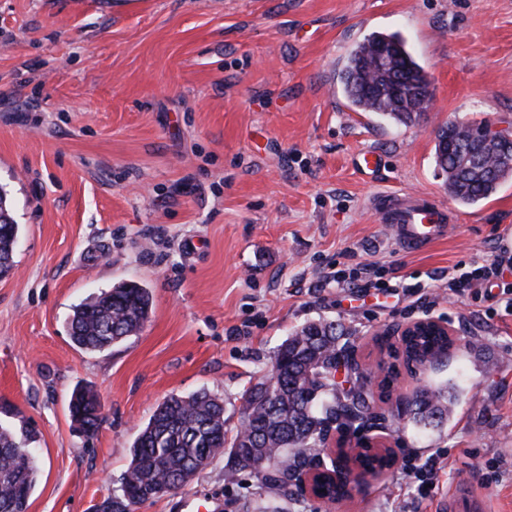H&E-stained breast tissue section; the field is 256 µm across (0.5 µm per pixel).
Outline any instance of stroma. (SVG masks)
I'll return each instance as SVG.
<instances>
[{"instance_id":"35a3bbf8","label":"stroma","mask_w":512,"mask_h":512,"mask_svg":"<svg viewBox=\"0 0 512 512\" xmlns=\"http://www.w3.org/2000/svg\"><path fill=\"white\" fill-rule=\"evenodd\" d=\"M375 31L401 33L427 71L425 118L398 125L344 97L339 74ZM451 120L512 125V0H0V192L19 227L0 277V421L36 436L28 512H94L168 396H220L234 439L241 393L319 318L352 332L365 366L389 360L379 334L446 320L461 346L400 370L381 408L428 385L452 392L447 420L369 431L397 461L334 504L257 493L220 455L135 512H436L465 479L512 512V269L448 291L449 267L512 244V179L453 204L456 229L416 254L367 206L377 192L450 202L434 146ZM366 149L385 160L371 176L354 164ZM122 281L152 293L141 331L73 346V308ZM79 385L101 403L91 438L69 415ZM432 458L430 488L413 473Z\"/></svg>"}]
</instances>
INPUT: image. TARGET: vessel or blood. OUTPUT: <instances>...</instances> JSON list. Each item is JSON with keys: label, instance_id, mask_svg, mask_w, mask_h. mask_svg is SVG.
<instances>
[{"label": "vessel or blood", "instance_id": "obj_1", "mask_svg": "<svg viewBox=\"0 0 512 512\" xmlns=\"http://www.w3.org/2000/svg\"><path fill=\"white\" fill-rule=\"evenodd\" d=\"M372 208L381 223L387 224L394 240L409 253L422 251L427 245L447 238L459 221L455 210L439 203L428 194L393 192L373 198ZM444 512H485L483 499L473 490L462 487L445 498Z\"/></svg>", "mask_w": 512, "mask_h": 512}]
</instances>
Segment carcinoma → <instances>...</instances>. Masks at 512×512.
Listing matches in <instances>:
<instances>
[{"label":"carcinoma","instance_id":"obj_1","mask_svg":"<svg viewBox=\"0 0 512 512\" xmlns=\"http://www.w3.org/2000/svg\"><path fill=\"white\" fill-rule=\"evenodd\" d=\"M341 82L356 110L401 125L422 115L419 95L430 87L424 68L397 33H373L358 44ZM479 128L450 121L436 137V166L446 176L448 195L463 204L488 198L512 176V145L480 141ZM18 233L6 197L0 193V273L13 268ZM151 306L147 289L121 282L75 306L69 318L70 339L84 350L109 349L140 332ZM400 344L398 349L387 345L388 355L417 366L443 354L448 337L416 329L400 337ZM353 352L351 333L342 325L325 319L302 324L275 354L276 382H259L241 394L246 428L230 444L222 398L206 391L166 398L138 433L130 465L111 496L112 512H129L131 505L153 499L163 489L178 488L226 450L230 470L253 473L262 490H287L296 473L314 461L311 451L323 447L331 431L357 432L379 420L371 393L360 388L341 392L327 377V368L342 358L347 374L360 379ZM450 405L442 393L422 388L397 407V416L440 424L448 417ZM99 406L90 389L79 386L72 391L70 417L88 437L101 425ZM32 442L31 434L18 439L0 423V512H27L39 475ZM323 489L338 501L361 492L357 485L329 482Z\"/></svg>","mask_w":512,"mask_h":512}]
</instances>
